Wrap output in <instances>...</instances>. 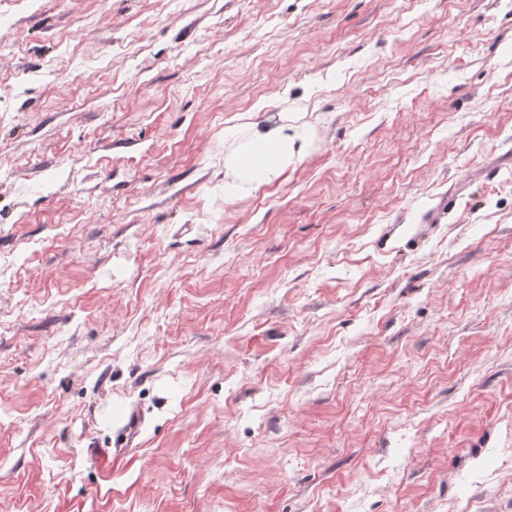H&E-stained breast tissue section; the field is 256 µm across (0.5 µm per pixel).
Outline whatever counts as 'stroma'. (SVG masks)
I'll list each match as a JSON object with an SVG mask.
<instances>
[{
	"label": "stroma",
	"instance_id": "obj_1",
	"mask_svg": "<svg viewBox=\"0 0 512 512\" xmlns=\"http://www.w3.org/2000/svg\"><path fill=\"white\" fill-rule=\"evenodd\" d=\"M0 512H512V0H0ZM250 124L247 137L224 157L226 173L239 190L248 191L282 174L304 148L300 127L288 124ZM256 174L258 177H253Z\"/></svg>",
	"mask_w": 512,
	"mask_h": 512
}]
</instances>
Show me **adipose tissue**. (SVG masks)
<instances>
[{"instance_id":"ef3b65f1","label":"adipose tissue","mask_w":512,"mask_h":512,"mask_svg":"<svg viewBox=\"0 0 512 512\" xmlns=\"http://www.w3.org/2000/svg\"><path fill=\"white\" fill-rule=\"evenodd\" d=\"M305 139L297 125L281 123L250 125L247 137L224 158V167L239 190L282 174L304 148Z\"/></svg>"}]
</instances>
